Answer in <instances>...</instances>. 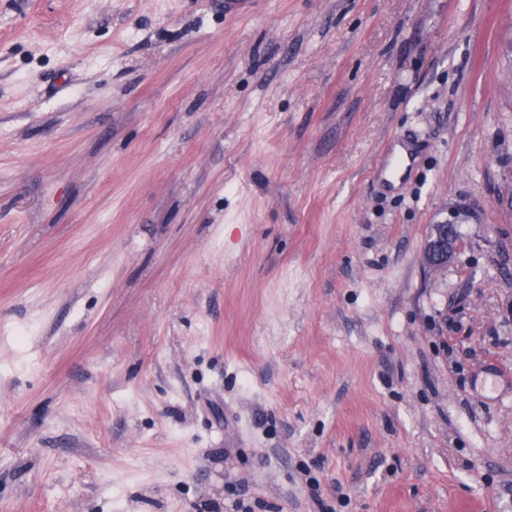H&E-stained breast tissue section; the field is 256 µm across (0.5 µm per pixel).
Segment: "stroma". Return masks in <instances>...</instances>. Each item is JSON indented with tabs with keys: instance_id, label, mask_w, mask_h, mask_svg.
Returning <instances> with one entry per match:
<instances>
[{
	"instance_id": "35a3bbf8",
	"label": "stroma",
	"mask_w": 512,
	"mask_h": 512,
	"mask_svg": "<svg viewBox=\"0 0 512 512\" xmlns=\"http://www.w3.org/2000/svg\"><path fill=\"white\" fill-rule=\"evenodd\" d=\"M511 39L0 0V512H512ZM459 247L457 225L452 222L433 225L423 253V264L428 270L448 266Z\"/></svg>"
}]
</instances>
